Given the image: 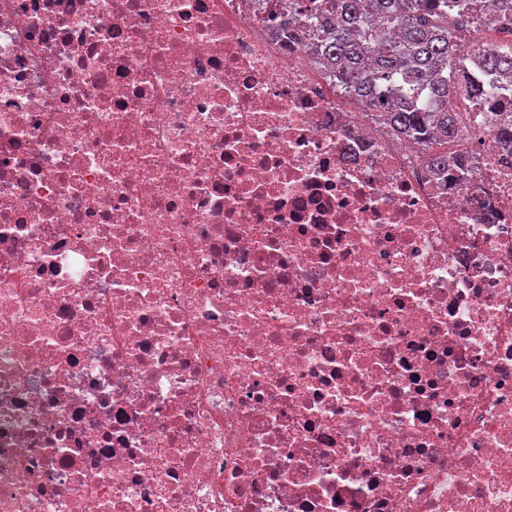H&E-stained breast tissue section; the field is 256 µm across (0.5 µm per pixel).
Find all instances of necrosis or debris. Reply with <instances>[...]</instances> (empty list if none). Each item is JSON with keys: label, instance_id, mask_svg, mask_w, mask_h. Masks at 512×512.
<instances>
[{"label": "necrosis or debris", "instance_id": "obj_1", "mask_svg": "<svg viewBox=\"0 0 512 512\" xmlns=\"http://www.w3.org/2000/svg\"><path fill=\"white\" fill-rule=\"evenodd\" d=\"M295 7L0 0V512H512V156Z\"/></svg>", "mask_w": 512, "mask_h": 512}]
</instances>
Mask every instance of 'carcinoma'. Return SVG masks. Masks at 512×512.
<instances>
[{
  "instance_id": "obj_1",
  "label": "carcinoma",
  "mask_w": 512,
  "mask_h": 512,
  "mask_svg": "<svg viewBox=\"0 0 512 512\" xmlns=\"http://www.w3.org/2000/svg\"><path fill=\"white\" fill-rule=\"evenodd\" d=\"M472 0H323L298 4L318 31L313 54L336 70V87L381 113L391 130L426 146L458 135L448 96L463 93L488 112L512 113V94L470 76L454 38L487 18L470 10ZM375 16L380 26L370 24ZM288 41L304 38L300 19L286 16ZM473 62L486 74L512 77V50L478 48Z\"/></svg>"
}]
</instances>
